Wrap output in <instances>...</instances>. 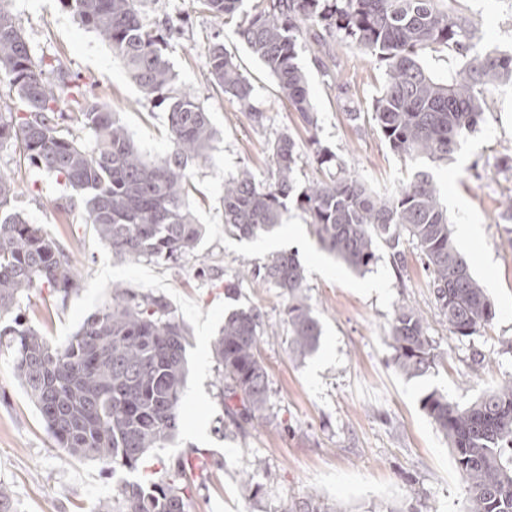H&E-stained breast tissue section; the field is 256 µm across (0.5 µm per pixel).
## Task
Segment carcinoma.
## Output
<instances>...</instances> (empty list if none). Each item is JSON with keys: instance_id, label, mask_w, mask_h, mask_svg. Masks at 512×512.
<instances>
[{"instance_id": "obj_1", "label": "carcinoma", "mask_w": 512, "mask_h": 512, "mask_svg": "<svg viewBox=\"0 0 512 512\" xmlns=\"http://www.w3.org/2000/svg\"><path fill=\"white\" fill-rule=\"evenodd\" d=\"M8 2L0 0V80L8 79L22 108L0 112V148L19 146L23 160L72 189L113 258L178 262L193 255L202 227L186 206L196 191L187 166L207 158L216 131L195 93L176 85L168 47L181 27L169 19L162 28L150 22L147 0H62L112 47L141 92L164 107L173 148L149 160L120 118L67 68L35 58ZM196 2L221 21L241 15L239 38L308 127L317 117L297 63L303 27H321L383 63L386 81L372 104L377 129L394 153L421 163L407 184L380 194L314 139L320 176L301 185L298 145L284 132L270 144L267 180L242 169L224 181V230L248 239L269 235L292 201L308 216L320 248L359 273L377 261L381 247L390 264L406 268L409 240L450 331L469 337L487 326L494 304L452 237L429 166L448 163L459 141L478 130L488 87L512 85V51L473 50L468 24L440 7L441 0H256L249 11L243 0ZM434 47L465 58L446 82L419 62L420 52ZM203 62L211 84L252 123L263 124L254 87L220 34L205 47ZM76 127L87 139H78ZM16 183L0 171V321L9 320L0 329V348L11 351L15 374L56 447L136 470L180 428L188 331L164 297L121 287L62 345L29 325L23 307L30 293L45 288L64 299L79 287L80 274L57 240L14 208ZM252 276L281 289L290 352L315 353L322 329L304 295L298 254H273ZM427 330L416 307L395 306L388 329L392 364L409 378L436 365ZM264 333L260 312L234 309L212 345L225 413L238 427L268 409L259 354ZM421 407L448 439L465 484V512H512V379L463 406L435 388ZM207 469L205 455L182 456L145 484L121 482L96 512H188L198 475ZM291 512L342 509L311 494Z\"/></svg>"}]
</instances>
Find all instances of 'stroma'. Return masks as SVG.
<instances>
[{
    "mask_svg": "<svg viewBox=\"0 0 512 512\" xmlns=\"http://www.w3.org/2000/svg\"><path fill=\"white\" fill-rule=\"evenodd\" d=\"M452 7L471 22L475 50L512 49V0H454ZM10 8L34 55L60 60L90 86L147 158L170 152L163 108L144 98L109 44L61 0H11ZM166 15L184 21L182 38L169 50L177 84L195 92L216 131L207 159L187 166L197 187L188 203L206 234L194 256L177 264L117 261L81 209L70 207L69 190L21 162L13 145L2 146L0 171L19 180L18 207L29 223L67 247L81 272L78 289L66 300L34 292L28 321L62 344L111 300L115 286L167 298L190 333L182 422L175 439L153 449L146 462L160 466L195 448L205 453L209 471L196 482L189 512H288L311 493L343 512H464L465 489L451 450L420 400L436 388L467 404L512 378V87L490 90L478 131L461 140L452 161L431 170L450 224L479 227L476 238L458 245L495 307L490 324L461 338L440 317L414 245L406 247L404 272L383 257L358 274L320 249L307 216L293 205L265 240L224 231L225 179L245 167L267 177V146L283 132L298 143L300 180L316 175L310 143L315 137L347 171L378 189L409 181L413 162L389 148L372 119L384 67L336 38L317 50L311 31H303L299 63L318 117L311 133L239 39L236 22L215 21L195 0H151L150 18ZM216 34L253 84L267 116L264 126H252L235 100L212 88L202 52ZM352 109L358 120H350ZM290 249L305 268L304 294L322 327L317 352L303 360L288 349L280 289L242 274ZM379 279L386 283L380 294L368 288ZM402 301L426 316L436 349V365L422 377H405L391 364L387 331ZM239 307L260 309L269 330L260 343L268 410L240 429L224 412L211 354L225 314ZM143 479L142 472H110L100 462L56 448L9 355H0V482L12 491L10 512H95L120 481Z\"/></svg>",
    "mask_w": 512,
    "mask_h": 512,
    "instance_id": "35a3bbf8",
    "label": "stroma"
}]
</instances>
